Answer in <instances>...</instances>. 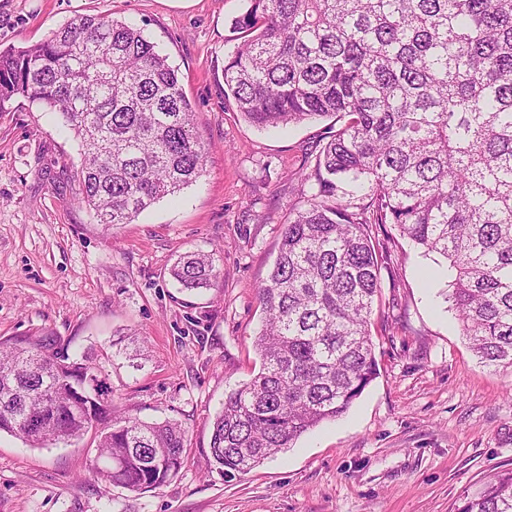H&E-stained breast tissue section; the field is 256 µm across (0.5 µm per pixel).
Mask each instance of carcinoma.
Segmentation results:
<instances>
[{"instance_id": "cac0c4a2", "label": "carcinoma", "mask_w": 512, "mask_h": 512, "mask_svg": "<svg viewBox=\"0 0 512 512\" xmlns=\"http://www.w3.org/2000/svg\"><path fill=\"white\" fill-rule=\"evenodd\" d=\"M224 63V98L258 127L336 118L309 172L313 192L257 288L259 372L214 418L209 464L245 474L344 414L377 375L370 334L392 224L455 270L471 350L512 369V0H249ZM21 96L80 141L81 202L130 224L203 172L175 70L142 31L79 15L35 45L0 51V112ZM186 290L215 286L204 253L180 256ZM99 368L49 333L0 340V432L34 448L100 428L93 476L158 488L185 461L175 421L112 424ZM457 512H512V470Z\"/></svg>"}]
</instances>
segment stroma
<instances>
[{"label":"stroma","mask_w":512,"mask_h":512,"mask_svg":"<svg viewBox=\"0 0 512 512\" xmlns=\"http://www.w3.org/2000/svg\"><path fill=\"white\" fill-rule=\"evenodd\" d=\"M247 0H0V49L45 40L78 14L140 28L178 72L206 152L199 178L104 230L79 204L77 140L23 97L0 112V338L50 331L96 363L119 417L175 420L186 463L131 492L89 471L95 432L33 448L0 432V512H456L512 468V369L475 356L448 299V262L390 230L372 314L378 371L341 417L232 479L206 470L228 393L258 373L256 299L310 186L324 122L247 123L224 97V59ZM213 253L217 287L170 277Z\"/></svg>","instance_id":"35a3bbf8"}]
</instances>
